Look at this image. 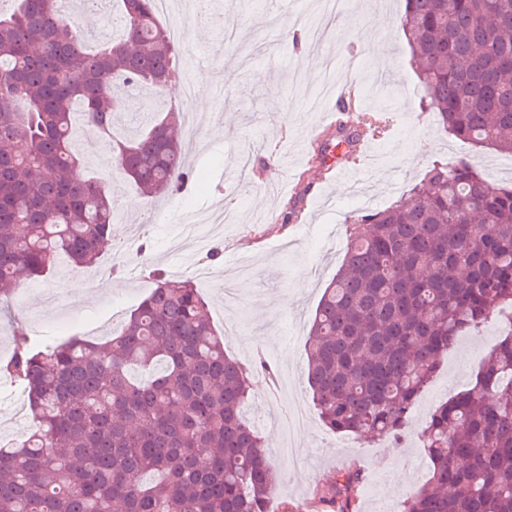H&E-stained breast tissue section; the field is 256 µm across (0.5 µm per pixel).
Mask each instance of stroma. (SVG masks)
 Here are the masks:
<instances>
[{
	"instance_id": "obj_1",
	"label": "stroma",
	"mask_w": 512,
	"mask_h": 512,
	"mask_svg": "<svg viewBox=\"0 0 512 512\" xmlns=\"http://www.w3.org/2000/svg\"><path fill=\"white\" fill-rule=\"evenodd\" d=\"M163 16L181 26L173 48L180 67L178 86L206 80L212 92L206 122L196 139H184L191 179L182 193L144 204L135 185L121 181L114 202L112 247L103 264L118 271L100 276L98 267L58 265L53 276L30 282L0 317V361L12 352L18 334L61 343L79 336L100 338L119 328L154 287L153 271L187 278L190 266L178 260L173 239L202 214L231 211L213 243L216 260L196 249L195 263L208 264L211 277L199 290L216 328L238 320L241 334L226 340L235 359L256 354L273 364L276 384L255 375L245 419L263 436L279 484L269 512L290 504L297 512H318L313 492L343 468H361L359 512H402L405 500L428 480L431 461L419 433L431 410L461 391L469 374L498 342L495 323L464 336L449 350L419 397L402 440L353 439L327 430L311 408L306 381V343L311 320L338 270L346 246V222L360 214L359 200L382 209L405 196L436 162L467 158L493 183L512 182V156L482 150L455 139L421 110V86L398 25L403 0H349L322 42L290 41L291 29L307 30L319 21L316 0H222L236 36L200 22L196 0ZM372 32L366 44L364 32ZM348 74L360 92L362 108L389 114V124L373 144L377 164L362 192H343L333 174L309 165V153L332 132V115L312 111L310 100L325 72ZM125 115L146 109L178 111L182 125L197 115L195 99L164 90L122 93ZM304 204L285 223L293 196ZM101 282L85 297L78 284ZM308 407L304 424L281 431L277 422L290 405ZM31 430L21 388L0 380V442L24 439Z\"/></svg>"
}]
</instances>
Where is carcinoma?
<instances>
[{
  "label": "carcinoma",
  "mask_w": 512,
  "mask_h": 512,
  "mask_svg": "<svg viewBox=\"0 0 512 512\" xmlns=\"http://www.w3.org/2000/svg\"><path fill=\"white\" fill-rule=\"evenodd\" d=\"M57 2L0 12V301L60 257L91 266L112 246V203L83 174L74 115L112 140V167L143 198L189 180L176 112L113 131L116 82L178 77L155 0H117L122 34L92 52ZM399 25L421 108L448 135L512 155V0H405ZM346 234L306 349L321 421L401 437L440 360L496 317L509 330L422 430L432 475L404 512H512V184L465 158L436 163ZM258 370L271 366L225 353L193 281L161 275L103 344L14 338L0 374L29 397L33 427L0 445V512H268L276 474L242 415ZM361 483L344 470L314 504L358 512Z\"/></svg>",
  "instance_id": "obj_1"
}]
</instances>
